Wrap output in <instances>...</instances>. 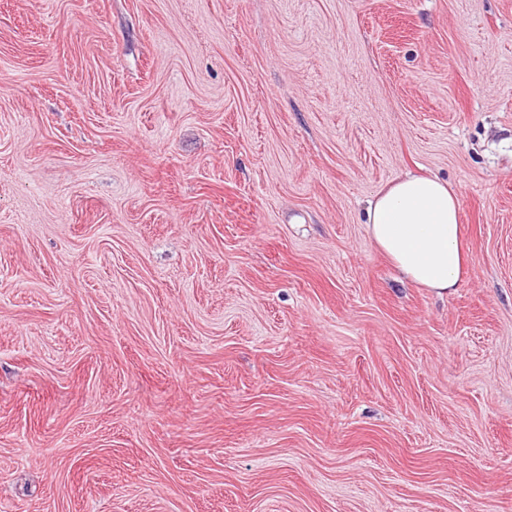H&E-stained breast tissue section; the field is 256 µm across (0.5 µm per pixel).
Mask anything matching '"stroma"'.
<instances>
[{
  "mask_svg": "<svg viewBox=\"0 0 512 512\" xmlns=\"http://www.w3.org/2000/svg\"><path fill=\"white\" fill-rule=\"evenodd\" d=\"M0 512H512V0H0ZM376 247L408 280L446 293L470 263L458 193L436 176L407 175L380 190L367 211Z\"/></svg>",
  "mask_w": 512,
  "mask_h": 512,
  "instance_id": "35a3bbf8",
  "label": "stroma"
}]
</instances>
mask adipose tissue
Segmentation results:
<instances>
[{
    "instance_id": "adipose-tissue-1",
    "label": "adipose tissue",
    "mask_w": 512,
    "mask_h": 512,
    "mask_svg": "<svg viewBox=\"0 0 512 512\" xmlns=\"http://www.w3.org/2000/svg\"><path fill=\"white\" fill-rule=\"evenodd\" d=\"M367 231L408 280L437 293L455 288L469 267L459 195L438 177L408 175L380 190Z\"/></svg>"
}]
</instances>
